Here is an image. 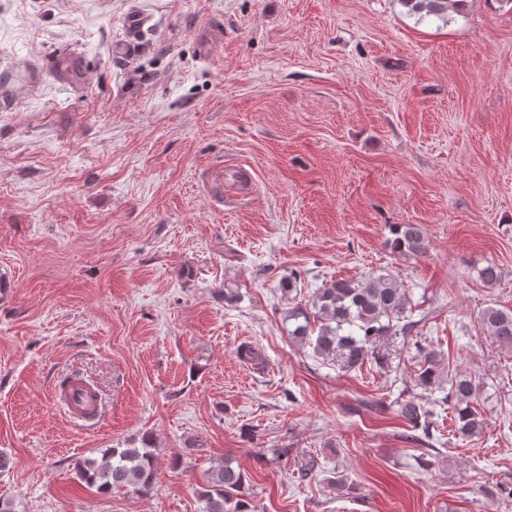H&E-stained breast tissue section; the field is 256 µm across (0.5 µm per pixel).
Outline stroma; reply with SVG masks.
<instances>
[{
  "mask_svg": "<svg viewBox=\"0 0 512 512\" xmlns=\"http://www.w3.org/2000/svg\"><path fill=\"white\" fill-rule=\"evenodd\" d=\"M132 7L153 24L113 58ZM216 16L224 54L206 65L196 33ZM66 49L84 62L73 88L52 77ZM394 224L421 225L425 253L391 250ZM378 275L409 290L415 323L386 364L347 371L289 338L317 288ZM489 307L512 309V0L442 20L399 0H0L15 512H203L224 461L253 512H512V353L481 332ZM420 338L475 377L479 436H449L428 394L434 447L410 442L391 403L416 388ZM73 373L103 395L97 428L52 395ZM145 433L149 494L79 481V459Z\"/></svg>",
  "mask_w": 512,
  "mask_h": 512,
  "instance_id": "1",
  "label": "stroma"
}]
</instances>
